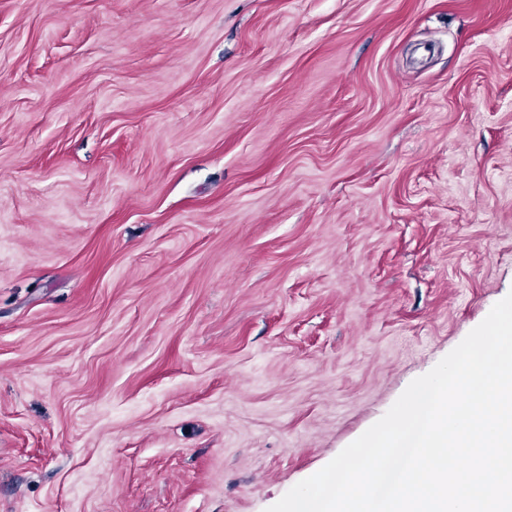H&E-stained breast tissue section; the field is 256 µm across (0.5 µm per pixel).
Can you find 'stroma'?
Instances as JSON below:
<instances>
[{
	"label": "stroma",
	"instance_id": "obj_1",
	"mask_svg": "<svg viewBox=\"0 0 512 512\" xmlns=\"http://www.w3.org/2000/svg\"><path fill=\"white\" fill-rule=\"evenodd\" d=\"M512 292V0H0V512H265Z\"/></svg>",
	"mask_w": 512,
	"mask_h": 512
}]
</instances>
